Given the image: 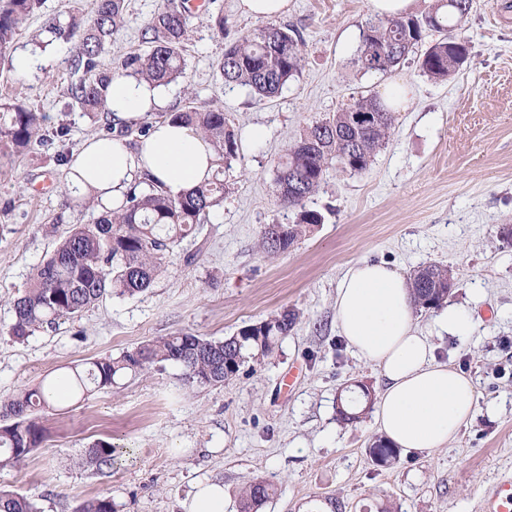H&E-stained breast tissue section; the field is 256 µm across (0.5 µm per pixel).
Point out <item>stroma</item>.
<instances>
[{
  "instance_id": "35a3bbf8",
  "label": "stroma",
  "mask_w": 512,
  "mask_h": 512,
  "mask_svg": "<svg viewBox=\"0 0 512 512\" xmlns=\"http://www.w3.org/2000/svg\"><path fill=\"white\" fill-rule=\"evenodd\" d=\"M162 2L127 0L129 21L102 54L103 67L146 51V26ZM238 3L206 0L193 11L185 76L161 87V108L118 127L109 113L69 98L84 74L71 66L69 44L44 42L48 18L90 14L94 0H40L21 28L12 66L0 70V100L41 113L44 132L63 126L68 134L51 147L35 142L0 155V397L180 331L221 339L287 307L299 314L296 326L224 385L189 384L169 364L44 413V440L0 469V487L40 512H74L102 494L115 512H184L195 486L215 481L224 485L225 512H238L245 488L262 477L282 493L260 512H318L329 497L345 512H482L485 492L512 479V244L501 236L512 225V0H473L461 27L470 55L445 82L411 59L387 75L354 66L370 0H288L276 22L300 33L304 62L272 99L219 75L225 44L263 24ZM366 91L405 97L389 139L365 173L329 170L306 203L323 223L288 252L267 255L263 227L296 217L278 200L275 160L307 127ZM188 106L224 110L238 135L241 158L224 175L223 203L147 291L106 298L15 340L13 300L56 239L100 213L64 189L58 153L73 154L111 130L136 146L142 127ZM255 126L266 130L256 145L247 139ZM359 261L406 276L429 263L447 266L456 281L448 302L474 321L469 336H439L436 310L416 311L438 361L473 379L478 411L448 446L400 452L388 468L368 455L378 434L373 411L354 423L336 418L351 382L380 386L377 368L356 358L336 327L338 282ZM101 439L127 451L103 470L88 459Z\"/></svg>"
}]
</instances>
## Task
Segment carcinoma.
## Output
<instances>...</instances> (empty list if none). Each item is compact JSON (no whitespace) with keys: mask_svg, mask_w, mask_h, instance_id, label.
Returning <instances> with one entry per match:
<instances>
[{"mask_svg":"<svg viewBox=\"0 0 512 512\" xmlns=\"http://www.w3.org/2000/svg\"><path fill=\"white\" fill-rule=\"evenodd\" d=\"M39 0H0V64L11 63L10 50L23 23ZM470 0H435L420 16L403 15L368 19L361 33L355 63L366 73L386 74L404 64L424 42L426 32L438 38L421 50L419 68L430 79L453 76L469 55V42L458 32L462 10ZM190 11L170 0L154 13L147 26L149 50L121 60L126 75L153 86H164L183 76V55ZM127 23L126 0H95L91 14L72 15L68 21H46L51 40L72 45V64L96 72L95 77L68 89V94L88 112L106 105L112 71L98 70L99 57ZM300 38L286 26L267 24L240 36L224 48L219 71L227 85L251 88L264 98L277 96L301 69ZM207 138L217 154L209 181L172 196L151 185L130 188L120 207L101 213L91 224H76L58 240L49 257L31 276L23 294L13 301L10 334L18 341L61 318H75L104 298L115 294L134 297L151 287L174 247L196 233L209 211L224 202V169L239 158L238 136L224 111L187 107L171 115ZM42 116L20 102L0 104V147L21 152L41 134ZM391 109L372 93L360 94L329 121L317 122L291 145L275 164L280 204L297 210L292 224H268L261 243L269 255L288 251L323 216L305 207L319 189L329 166L361 173L370 166L389 137ZM415 309H438L448 302L455 282L446 266L431 263L410 278ZM297 321L293 310L243 326L224 339L191 332L144 341L117 357H98L71 368L64 380L70 393L82 400L95 390L151 368L176 364L188 382L218 386L234 378L250 359L271 354L291 333ZM56 381L23 389L0 400V467H12L27 458L43 441L46 429L39 413L53 408L47 400ZM124 453L99 440L90 448L99 469L110 468ZM399 450L376 437L369 455L378 466H389ZM278 495V485L268 479L252 482L243 492L240 512L259 509ZM0 512H39L36 504L11 490L0 489ZM75 512H115L112 499L100 495L80 503Z\"/></svg>","mask_w":512,"mask_h":512,"instance_id":"cac0c4a2","label":"carcinoma"}]
</instances>
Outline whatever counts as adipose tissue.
<instances>
[{
    "instance_id": "adipose-tissue-1",
    "label": "adipose tissue",
    "mask_w": 512,
    "mask_h": 512,
    "mask_svg": "<svg viewBox=\"0 0 512 512\" xmlns=\"http://www.w3.org/2000/svg\"><path fill=\"white\" fill-rule=\"evenodd\" d=\"M162 104L155 87L122 76L112 79L106 98L118 124ZM214 162L208 141L191 127L167 120L154 123L133 148L118 136L88 138L72 156L70 180L109 210L122 202L135 178L176 195L199 186ZM414 313L406 278L387 264L360 261L340 279L336 324L352 352L379 370V430L398 447L429 452L456 437L476 413L478 399L468 376L435 360Z\"/></svg>"
}]
</instances>
